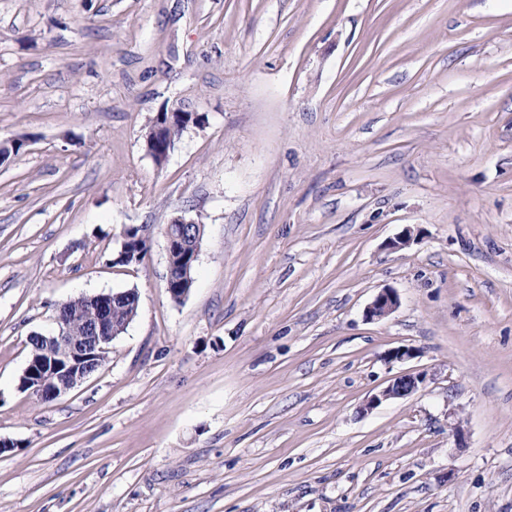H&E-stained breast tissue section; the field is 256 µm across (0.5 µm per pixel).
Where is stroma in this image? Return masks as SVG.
<instances>
[{
	"mask_svg": "<svg viewBox=\"0 0 512 512\" xmlns=\"http://www.w3.org/2000/svg\"><path fill=\"white\" fill-rule=\"evenodd\" d=\"M164 108L206 124L159 168ZM20 136L0 512H512V0H0V140ZM183 214L205 232L176 303L161 228ZM141 224L143 264H111ZM127 288L98 372L18 390L60 302ZM167 112V114H165L163 110L159 111L154 115L153 119L150 118L147 126H145V133H147L143 136L145 152L159 168L167 163L171 150L173 149L170 143L163 144L160 141L163 128L174 119L176 112L188 115L186 120H177L171 123L162 132L163 141H170L175 146V143L180 139L183 132L190 126L188 121H190V114L192 113L182 112L180 110H170ZM150 123L151 128L148 130ZM136 228H141L140 233H139V230H137L135 232L134 236L138 235L136 237V239L129 238V232H133ZM151 235H152V227L147 224H142V225H138V226L129 225V226L122 227L120 230V234L118 236H116L117 248H116L115 252L112 251V255H111L112 258L110 259L112 264L116 260L128 261L126 264H121V265H126V266H129V265L135 266V265L142 264L147 256L149 248L148 249L145 248V243L143 241H141L142 247L139 249L140 256L136 259V263H135L133 260V257L131 259H129L133 253L132 243H133V241L135 242L138 240H145L146 245L149 246V243L151 240ZM117 251H119V253H118L117 257L114 258V256H115L114 253H116ZM400 305V298L392 288L381 289L365 311L368 320H381L394 313ZM50 356L52 357L51 368L45 372H42L40 376L35 374L33 376V379L28 381V386H32L30 388V390L28 391L27 389L20 387V390L22 392L28 391V394H33V395H36L37 397L43 398V397H55L57 395V391H58L57 397L59 398L60 396L66 394L67 391H69V390L62 391V388H61L62 382L61 381H59V382L56 381V385H57V389H56L55 379L59 378V374L57 373L59 366L54 361L53 356L52 355H50ZM57 397L55 399H57ZM55 399L41 400V399L36 398L37 401H41L44 403L53 402V401H55ZM426 383V373L403 372L390 380L387 386L370 395L360 407L361 413H368L383 402L392 399H405L417 393Z\"/></svg>",
	"mask_w": 512,
	"mask_h": 512,
	"instance_id": "1",
	"label": "stroma"
}]
</instances>
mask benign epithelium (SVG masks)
<instances>
[{"instance_id":"7a95c632","label":"benign epithelium","mask_w":512,"mask_h":512,"mask_svg":"<svg viewBox=\"0 0 512 512\" xmlns=\"http://www.w3.org/2000/svg\"><path fill=\"white\" fill-rule=\"evenodd\" d=\"M175 111L157 112L151 122V128L143 136L144 149L151 157L154 164L163 167L170 156L172 145L161 143V132L163 128L174 119ZM178 224L185 225L180 232L172 233L170 226L163 227V235L167 243L168 266L166 275V288L171 299L179 303L184 300L189 289L185 285L193 283L192 272L198 259L204 225H198V231H188V227L195 224V220L181 215L175 219ZM141 228L137 236L139 240L150 241L152 227L147 224L138 226ZM134 225L124 226L120 234L116 236V244L119 253L117 259L127 261L132 256L133 239L129 233L138 228ZM400 305V298L392 288L381 289L373 298L365 311L368 320H381L394 313ZM102 323L85 324L72 330H64L56 325L41 333L47 345L56 347L61 345L66 348L68 357L72 361L69 375V388H74L89 377L93 361V354L100 349V345L107 342L109 337L101 333ZM59 366L51 362V368L41 375L33 376L28 381L29 393L40 398L54 397L57 395L55 379L59 378ZM426 383V373L403 372L390 380L387 386L370 395L360 407L361 413H368L383 402L392 399H405L417 393Z\"/></svg>"}]
</instances>
